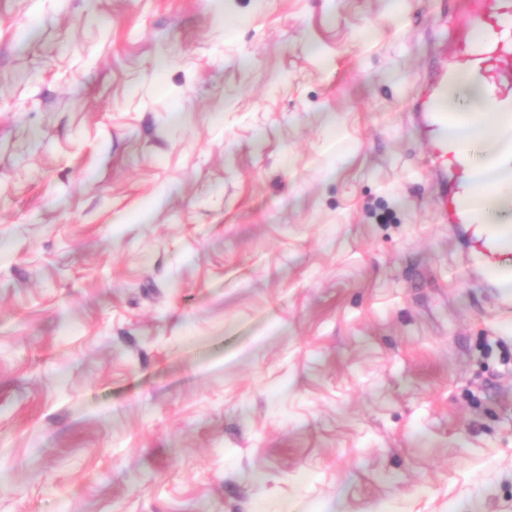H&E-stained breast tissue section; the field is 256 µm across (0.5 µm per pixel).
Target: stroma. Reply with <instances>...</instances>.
Here are the masks:
<instances>
[{"instance_id":"35a3bbf8","label":"stroma","mask_w":512,"mask_h":512,"mask_svg":"<svg viewBox=\"0 0 512 512\" xmlns=\"http://www.w3.org/2000/svg\"><path fill=\"white\" fill-rule=\"evenodd\" d=\"M465 7L0 0V512H512L413 120Z\"/></svg>"}]
</instances>
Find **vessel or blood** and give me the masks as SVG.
<instances>
[{
    "label": "vessel or blood",
    "mask_w": 512,
    "mask_h": 512,
    "mask_svg": "<svg viewBox=\"0 0 512 512\" xmlns=\"http://www.w3.org/2000/svg\"><path fill=\"white\" fill-rule=\"evenodd\" d=\"M468 2L469 17L456 34L454 59L430 82L419 120L437 166L453 175L442 202L449 223L468 227L469 247L491 280L512 281V225L486 223L470 204L479 194L490 206L499 193L511 191L512 165L488 179L473 169L467 142L452 135L465 127L474 135L512 146V78L502 79L496 70L500 60L512 59V0ZM461 83L482 86L495 105L494 112L449 107L448 90Z\"/></svg>",
    "instance_id": "vessel-or-blood-1"
}]
</instances>
